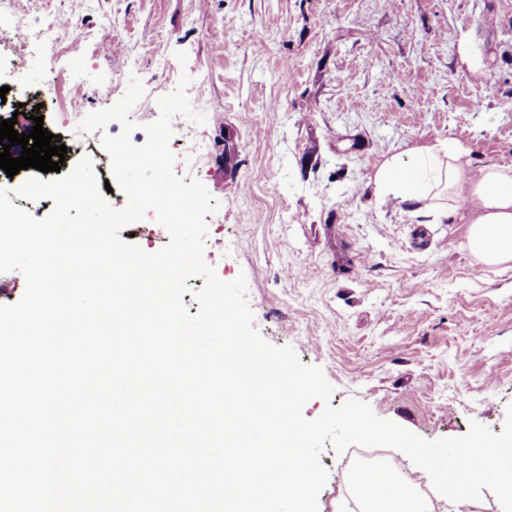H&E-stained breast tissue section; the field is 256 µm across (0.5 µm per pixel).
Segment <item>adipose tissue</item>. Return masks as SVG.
I'll return each mask as SVG.
<instances>
[{"label":"adipose tissue","instance_id":"obj_1","mask_svg":"<svg viewBox=\"0 0 512 512\" xmlns=\"http://www.w3.org/2000/svg\"><path fill=\"white\" fill-rule=\"evenodd\" d=\"M370 181L378 198L406 200L430 213L453 216L471 205V254L487 266L512 263V165L471 170L468 149L436 139L385 157ZM374 469L372 479L351 477L359 512H427L419 490L392 464L378 462Z\"/></svg>","mask_w":512,"mask_h":512}]
</instances>
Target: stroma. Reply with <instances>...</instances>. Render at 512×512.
I'll list each match as a JSON object with an SVG mask.
<instances>
[{
    "label": "stroma",
    "mask_w": 512,
    "mask_h": 512,
    "mask_svg": "<svg viewBox=\"0 0 512 512\" xmlns=\"http://www.w3.org/2000/svg\"><path fill=\"white\" fill-rule=\"evenodd\" d=\"M63 33L82 28L77 61L92 85L64 92L102 107L130 77L144 95L130 118L144 144L156 85L220 103L181 130L210 152L199 179L218 204L205 260L247 279L255 326L321 367L333 391L306 418L356 398L435 441L478 421L501 433L512 405V263L491 268L463 219L380 201L374 165L416 142L452 139L472 169L512 165V0H14ZM26 41L0 52V86L42 76ZM353 451L325 443L319 512L349 506ZM397 465L453 512L401 451Z\"/></svg>",
    "instance_id": "obj_1"
}]
</instances>
